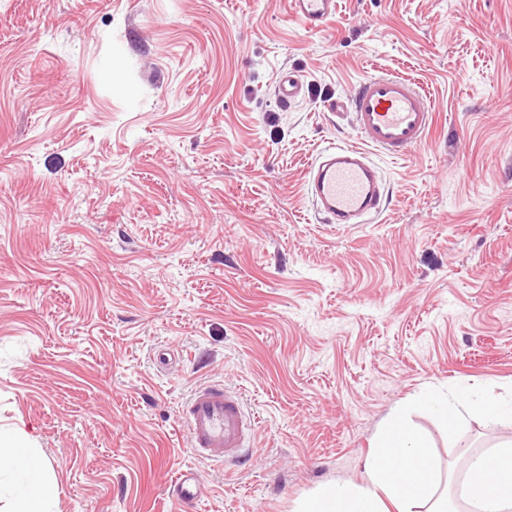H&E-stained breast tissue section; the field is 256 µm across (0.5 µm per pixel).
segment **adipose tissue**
Listing matches in <instances>:
<instances>
[{
	"instance_id": "obj_1",
	"label": "adipose tissue",
	"mask_w": 512,
	"mask_h": 512,
	"mask_svg": "<svg viewBox=\"0 0 512 512\" xmlns=\"http://www.w3.org/2000/svg\"><path fill=\"white\" fill-rule=\"evenodd\" d=\"M433 405L451 426L472 415L512 418V398L450 391ZM409 406L397 404L375 435L361 482L325 485L299 503L296 512H448L442 477L423 435L408 422ZM16 476L6 512H52L56 488L45 459L24 429L0 433V471ZM464 512H512V437L491 455L470 457L461 485Z\"/></svg>"
}]
</instances>
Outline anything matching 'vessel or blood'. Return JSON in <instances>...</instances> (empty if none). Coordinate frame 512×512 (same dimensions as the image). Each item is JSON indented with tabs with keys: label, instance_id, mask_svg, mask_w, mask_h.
<instances>
[{
	"label": "vessel or blood",
	"instance_id": "1",
	"mask_svg": "<svg viewBox=\"0 0 512 512\" xmlns=\"http://www.w3.org/2000/svg\"><path fill=\"white\" fill-rule=\"evenodd\" d=\"M293 15L306 28L322 29L336 12V0H291ZM361 136L357 145H338L319 153L306 172V190L325 223L345 227L384 213L387 197L371 150L398 154L423 143L435 120L431 98L408 79L371 75L346 104ZM189 446L201 457L241 460L252 443L254 420L242 392L221 384L196 389L181 411ZM173 497L184 503L200 493L198 477L180 472Z\"/></svg>",
	"mask_w": 512,
	"mask_h": 512
}]
</instances>
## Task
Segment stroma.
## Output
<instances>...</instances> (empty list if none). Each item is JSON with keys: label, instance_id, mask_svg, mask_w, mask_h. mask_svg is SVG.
Masks as SVG:
<instances>
[{"label": "stroma", "instance_id": "1", "mask_svg": "<svg viewBox=\"0 0 512 512\" xmlns=\"http://www.w3.org/2000/svg\"><path fill=\"white\" fill-rule=\"evenodd\" d=\"M373 74L435 122L372 152L389 207L339 228L305 174L357 143L329 105ZM218 381L257 417L236 465L178 414ZM454 387L512 392V0H337L318 31L288 0H0V431L35 439L53 512H294ZM410 420L452 493L449 456L512 436ZM172 497L181 503L196 499L201 494L198 477L191 471H181L171 485Z\"/></svg>", "mask_w": 512, "mask_h": 512}]
</instances>
